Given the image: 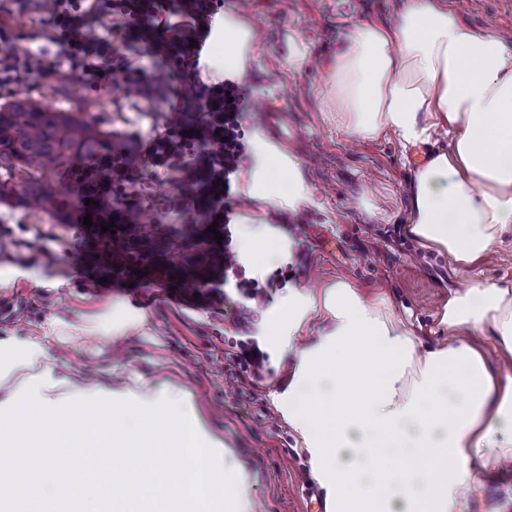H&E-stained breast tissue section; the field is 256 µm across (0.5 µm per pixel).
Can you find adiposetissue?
Segmentation results:
<instances>
[{
    "instance_id": "ef3b65f1",
    "label": "adipose tissue",
    "mask_w": 512,
    "mask_h": 512,
    "mask_svg": "<svg viewBox=\"0 0 512 512\" xmlns=\"http://www.w3.org/2000/svg\"><path fill=\"white\" fill-rule=\"evenodd\" d=\"M259 34L216 15L199 59L203 79L243 81ZM330 106L360 139L393 133L406 146L452 129L450 151L430 152L410 189L406 233L463 269L512 230V44L477 31L448 0H404L387 22L353 25L325 62ZM246 196L256 208L311 201L295 158L252 140ZM329 322L302 332L314 312ZM116 303L91 317L93 344L142 325ZM448 345L419 352L384 297L337 280L316 295L288 291L263 340L295 369L279 409L301 435L326 512H462L480 473L512 459V289L475 283L449 295ZM491 331L504 369L491 371L467 337ZM183 448L199 474L171 466ZM93 455L73 483L61 460ZM252 512L246 474L199 420L181 389L138 377L105 392L56 376L39 339L0 337V512Z\"/></svg>"
}]
</instances>
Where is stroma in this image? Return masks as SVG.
I'll return each instance as SVG.
<instances>
[{"label":"stroma","mask_w":512,"mask_h":512,"mask_svg":"<svg viewBox=\"0 0 512 512\" xmlns=\"http://www.w3.org/2000/svg\"><path fill=\"white\" fill-rule=\"evenodd\" d=\"M403 0H224V11L243 16L258 29L246 80L253 105L282 103L292 138L282 147L300 162L313 193L312 204L293 211L295 232L283 235L290 252L305 249L306 265L276 290L269 304L253 308L254 330L292 288L321 292L345 279L370 296H382L416 330L422 348L448 341L440 312L449 294L482 281L512 287V233L476 267L463 271L444 256L423 249L404 233L414 173L430 149L446 151L449 136L432 146L403 150L393 135L362 141L325 109L323 64L342 43L351 24L391 19ZM479 30L512 43V0H448ZM308 52L293 62L294 46ZM123 75L105 88L43 80L0 90V104L13 95L53 111H65L108 132L109 142L149 138L154 115L169 112L163 99L125 96ZM93 252L77 238L65 209L45 214L17 198L0 201V336L40 337L59 374L103 388L132 377L166 379L193 397L200 418L243 465L253 512H307V496L323 491L311 472L309 454L276 409L274 395L291 376L292 361L268 364L262 380L242 384L228 370L224 352L235 338L224 323L223 299L186 281L152 280L136 285L104 282ZM123 301L146 318V327L101 344L89 354L85 339L59 342L45 325L60 318L79 326L85 318ZM464 512H512V467L484 477L479 495Z\"/></svg>","instance_id":"stroma-1"}]
</instances>
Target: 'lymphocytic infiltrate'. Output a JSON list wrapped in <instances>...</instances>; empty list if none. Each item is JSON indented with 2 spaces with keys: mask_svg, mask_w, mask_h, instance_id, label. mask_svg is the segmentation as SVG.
Wrapping results in <instances>:
<instances>
[{
  "mask_svg": "<svg viewBox=\"0 0 512 512\" xmlns=\"http://www.w3.org/2000/svg\"><path fill=\"white\" fill-rule=\"evenodd\" d=\"M223 7L224 0H0V88L50 78L100 89L121 73L131 97L145 99L157 92L176 97L174 118L147 142L80 154L70 162L65 188L75 205L68 222L97 248L119 244L120 257L107 269L113 279L146 264L160 265L173 243L137 228L136 217L149 198V180L174 174L176 190L167 211L186 224L217 226L218 238L191 242L186 261L233 282L245 300V307L228 317L242 339L226 359L239 379L253 381L262 378L266 355L250 337L248 306L266 304L270 295L248 277L231 230L234 210L242 203L233 183L250 160L244 126L251 101L239 84H208L196 73L207 28ZM41 13L47 24L40 36L55 46V53L40 48L16 55L11 46L20 35V21ZM93 19L104 20V35L89 30ZM134 41L145 42L160 58L158 74L132 65L125 49ZM184 83L191 95L182 94ZM110 222L115 232L104 231Z\"/></svg>",
  "mask_w": 512,
  "mask_h": 512,
  "instance_id": "f902f5d3",
  "label": "lymphocytic infiltrate"
}]
</instances>
